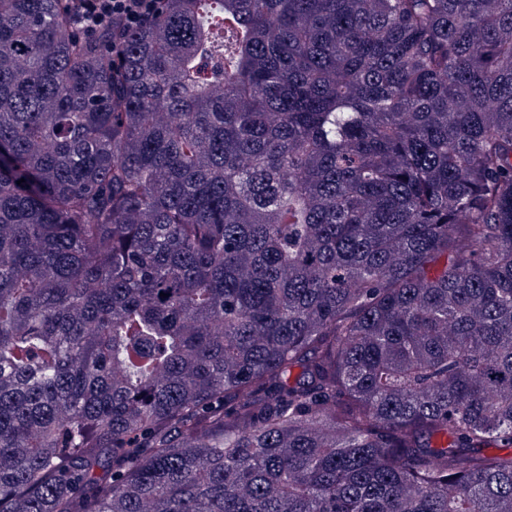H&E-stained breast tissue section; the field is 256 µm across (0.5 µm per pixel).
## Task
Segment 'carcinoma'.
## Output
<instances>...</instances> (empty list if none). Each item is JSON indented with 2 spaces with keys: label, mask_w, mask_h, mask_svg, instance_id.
Instances as JSON below:
<instances>
[{
  "label": "carcinoma",
  "mask_w": 512,
  "mask_h": 512,
  "mask_svg": "<svg viewBox=\"0 0 512 512\" xmlns=\"http://www.w3.org/2000/svg\"><path fill=\"white\" fill-rule=\"evenodd\" d=\"M112 33L0 0V512H512V0Z\"/></svg>",
  "instance_id": "obj_1"
}]
</instances>
